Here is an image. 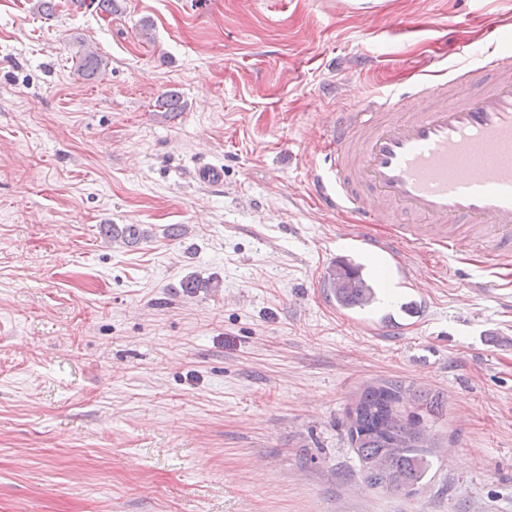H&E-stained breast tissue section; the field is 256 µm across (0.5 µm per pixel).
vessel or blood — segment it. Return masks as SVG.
<instances>
[{"label":"vessel or blood","mask_w":512,"mask_h":512,"mask_svg":"<svg viewBox=\"0 0 512 512\" xmlns=\"http://www.w3.org/2000/svg\"><path fill=\"white\" fill-rule=\"evenodd\" d=\"M486 38L475 64L450 79L364 98L318 133L323 164L308 174L310 194L349 219L324 274L346 279L344 308L355 314L380 301L360 255L376 256L401 291L376 330L397 332L427 309L404 246L512 267V50L497 48V26Z\"/></svg>","instance_id":"b4317fda"}]
</instances>
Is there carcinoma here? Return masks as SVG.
<instances>
[{"label": "carcinoma", "instance_id": "1", "mask_svg": "<svg viewBox=\"0 0 512 512\" xmlns=\"http://www.w3.org/2000/svg\"><path fill=\"white\" fill-rule=\"evenodd\" d=\"M103 64L93 50L78 56L77 73L88 80ZM104 234L114 242L137 244L148 238L136 224L103 225ZM422 406L428 395L411 391L399 382L366 384L355 397V407L347 410L348 435L368 484L390 492L423 485L432 467L426 434L418 414L406 412L405 402Z\"/></svg>", "mask_w": 512, "mask_h": 512}]
</instances>
